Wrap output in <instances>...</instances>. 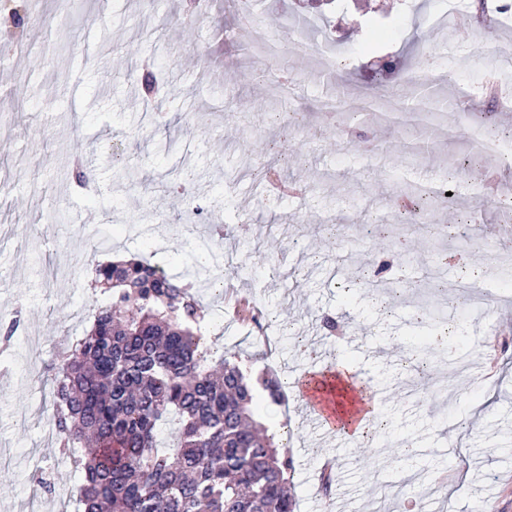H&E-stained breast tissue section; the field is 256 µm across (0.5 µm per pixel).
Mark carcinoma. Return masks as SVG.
Listing matches in <instances>:
<instances>
[{
    "mask_svg": "<svg viewBox=\"0 0 512 512\" xmlns=\"http://www.w3.org/2000/svg\"><path fill=\"white\" fill-rule=\"evenodd\" d=\"M106 296L57 349L48 420L81 473V512H295L292 460L254 420L282 384L240 352L214 358L197 280L147 260L100 261Z\"/></svg>",
    "mask_w": 512,
    "mask_h": 512,
    "instance_id": "obj_1",
    "label": "carcinoma"
}]
</instances>
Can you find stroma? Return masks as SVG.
Masks as SVG:
<instances>
[{"label": "stroma", "instance_id": "stroma-1", "mask_svg": "<svg viewBox=\"0 0 512 512\" xmlns=\"http://www.w3.org/2000/svg\"><path fill=\"white\" fill-rule=\"evenodd\" d=\"M21 27L0 18V313L22 309L10 349L0 353V512H79L72 465H57L44 431L47 387L34 373L53 346L90 326V246L111 255L146 258L174 276L196 278L197 257L218 267L233 255L227 279L262 311L287 314L316 359L368 380L375 416L372 454L356 457L349 440L310 424L297 393L308 362L304 348L276 340L275 372L285 401L270 406L267 424L289 435L291 491L297 512H386L421 503L423 512H512V162L496 170L498 193L486 190L487 153L480 133L493 127L512 138L507 98L482 99L486 77L512 89V23L479 27L463 0L444 27L430 21L443 0H347L344 9L316 0H253L243 32L226 0L189 15L183 0H24ZM315 20V39L333 40L343 60L332 71L316 51L294 54L275 18ZM279 44L261 82L240 84L268 40ZM159 69L167 122L150 119L140 59ZM432 59V87L405 77ZM294 78L288 101L276 97L281 73ZM373 108L358 122L343 107L361 99ZM338 103L332 116L323 109ZM237 143L224 145L226 128ZM278 155L291 167L279 181L226 184L244 158ZM90 174L85 188L69 178L75 162ZM143 181L131 184L126 168ZM447 185L452 204L407 198L401 188ZM203 221L181 223L187 199ZM349 215L338 233L331 217ZM274 217L277 234L263 255L239 247L258 216ZM233 231L216 248L205 224ZM342 266L353 284L342 292L328 277ZM484 281L490 293L483 322L451 304L460 283ZM217 347L256 350L259 330L239 324L224 301L203 288ZM451 328L444 362L424 383L405 364L428 345L425 303ZM336 318L343 338H326L323 317ZM466 429L465 466L448 462L445 439ZM412 468L433 460V477L402 494L375 489L400 483L405 445ZM333 457L332 496L319 491L321 460ZM51 471L49 491L32 475Z\"/></svg>", "mask_w": 512, "mask_h": 512}]
</instances>
